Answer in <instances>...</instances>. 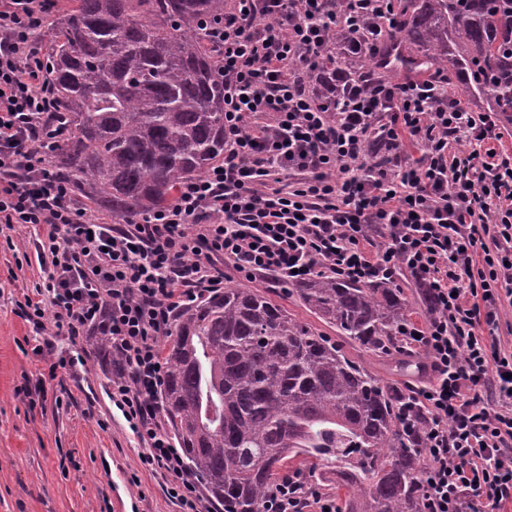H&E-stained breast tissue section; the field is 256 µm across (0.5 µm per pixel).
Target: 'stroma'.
<instances>
[{
  "label": "stroma",
  "mask_w": 512,
  "mask_h": 512,
  "mask_svg": "<svg viewBox=\"0 0 512 512\" xmlns=\"http://www.w3.org/2000/svg\"><path fill=\"white\" fill-rule=\"evenodd\" d=\"M40 227L0 231V512H179L160 475L143 469L140 447L108 397L112 377L96 358L50 372L18 305L43 281ZM299 323L325 336L382 382L422 385L430 371L388 373L379 357L339 336L293 288L255 282Z\"/></svg>",
  "instance_id": "obj_1"
}]
</instances>
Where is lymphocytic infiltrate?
Wrapping results in <instances>:
<instances>
[{"label":"lymphocytic infiltrate","instance_id":"obj_1","mask_svg":"<svg viewBox=\"0 0 512 512\" xmlns=\"http://www.w3.org/2000/svg\"><path fill=\"white\" fill-rule=\"evenodd\" d=\"M59 2L0 0V224L42 226L46 263L20 316L39 334L109 342L112 405L180 512H202V500L159 421L158 341L185 307L223 288L228 268L281 286L316 273L410 276L429 314L401 339L428 354L432 378L408 385L400 413L423 421L425 512H504L512 349L495 331L512 300V155L491 146L502 138L496 113L475 111L438 72L398 83L331 72L307 85L333 53L335 0H231L210 25L224 58L223 161L139 222L90 221L48 163L63 128L40 38ZM372 144L388 151L385 164H366ZM376 234L384 247L366 251ZM267 512L338 508L287 476Z\"/></svg>","mask_w":512,"mask_h":512}]
</instances>
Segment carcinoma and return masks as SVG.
Listing matches in <instances>:
<instances>
[{"label": "carcinoma", "instance_id": "cac0c4a2", "mask_svg": "<svg viewBox=\"0 0 512 512\" xmlns=\"http://www.w3.org/2000/svg\"><path fill=\"white\" fill-rule=\"evenodd\" d=\"M226 0H72L49 32L69 130L51 168L130 224L174 203L224 159V74L204 22ZM395 20L363 66L425 63L512 124V0H392ZM346 50L363 40L336 24ZM339 336L388 355L408 308L383 281L316 274L296 285ZM161 353V402L189 471L224 512H264L285 464L336 462L339 512H423L419 439L399 398L326 337L250 288L185 308Z\"/></svg>", "mask_w": 512, "mask_h": 512}]
</instances>
